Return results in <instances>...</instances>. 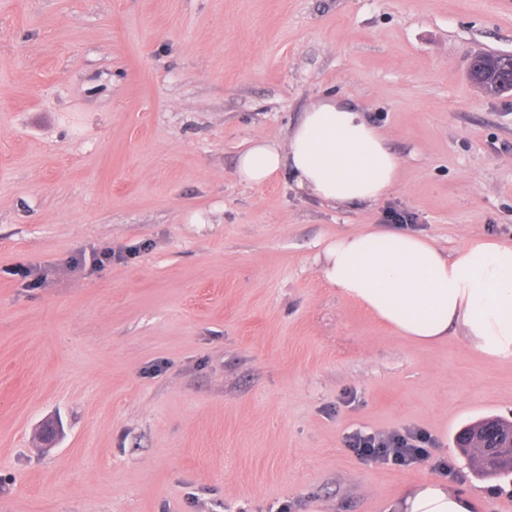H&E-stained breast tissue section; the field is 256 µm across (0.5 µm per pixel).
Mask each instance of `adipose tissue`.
I'll return each instance as SVG.
<instances>
[{
  "label": "adipose tissue",
  "instance_id": "adipose-tissue-1",
  "mask_svg": "<svg viewBox=\"0 0 512 512\" xmlns=\"http://www.w3.org/2000/svg\"><path fill=\"white\" fill-rule=\"evenodd\" d=\"M401 163L360 106L329 98L311 105L284 142L254 138L234 175L260 186L285 173L328 205H374L398 184ZM328 285L400 336L434 344L459 332L486 357L512 359V243L476 238L448 253L428 238L384 226L337 235L318 256ZM393 512H480L478 499L447 479L406 486Z\"/></svg>",
  "mask_w": 512,
  "mask_h": 512
}]
</instances>
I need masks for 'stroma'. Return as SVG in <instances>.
I'll list each match as a JSON object with an SVG mask.
<instances>
[{"mask_svg": "<svg viewBox=\"0 0 512 512\" xmlns=\"http://www.w3.org/2000/svg\"><path fill=\"white\" fill-rule=\"evenodd\" d=\"M475 50L512 55V0H0V512H387L444 476L512 512L454 444L512 420V360L322 279L382 206L233 175L336 97L400 157L410 232L512 242V92L476 88ZM406 429L413 466L346 444Z\"/></svg>", "mask_w": 512, "mask_h": 512, "instance_id": "35a3bbf8", "label": "stroma"}]
</instances>
